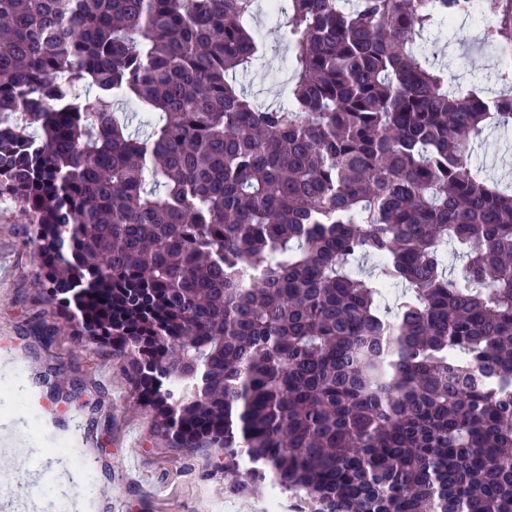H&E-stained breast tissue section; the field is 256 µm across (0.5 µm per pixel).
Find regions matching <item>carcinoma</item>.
Instances as JSON below:
<instances>
[{
	"label": "carcinoma",
	"mask_w": 512,
	"mask_h": 512,
	"mask_svg": "<svg viewBox=\"0 0 512 512\" xmlns=\"http://www.w3.org/2000/svg\"><path fill=\"white\" fill-rule=\"evenodd\" d=\"M285 2L265 106L229 79L267 56L257 0H0V194L43 294L233 478L512 512V185L472 162L512 94L418 51L467 0ZM482 13L512 49V0Z\"/></svg>",
	"instance_id": "cac0c4a2"
}]
</instances>
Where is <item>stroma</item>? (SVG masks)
Here are the masks:
<instances>
[{"mask_svg": "<svg viewBox=\"0 0 512 512\" xmlns=\"http://www.w3.org/2000/svg\"><path fill=\"white\" fill-rule=\"evenodd\" d=\"M276 52L240 74L266 103L282 100L290 50L276 44L266 8L255 20ZM482 19L460 17L425 34L452 82L497 93L501 49L484 36ZM487 174L512 181V134L489 132L473 151ZM38 246L24 206L0 196V353L14 361L0 375V433L19 442L0 458V512H61L60 500L86 502L91 512H266L270 484L224 477L203 452L173 449L154 430L155 413L142 405L129 358L86 342L73 350L76 327L47 303L38 284ZM76 451L84 468L59 465L54 455Z\"/></svg>", "mask_w": 512, "mask_h": 512, "instance_id": "stroma-1", "label": "stroma"}]
</instances>
